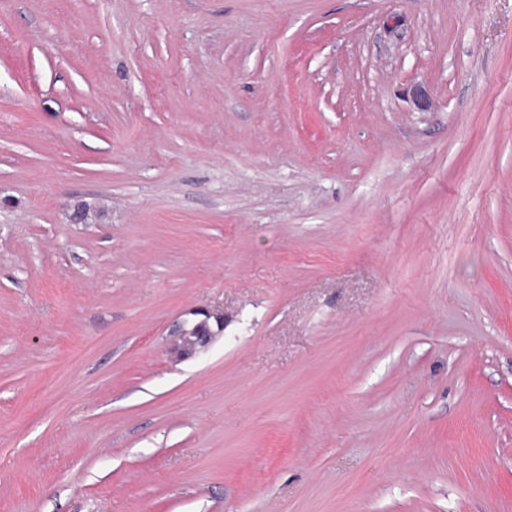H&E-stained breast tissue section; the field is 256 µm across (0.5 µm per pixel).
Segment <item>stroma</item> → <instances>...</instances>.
<instances>
[{"label":"stroma","mask_w":512,"mask_h":512,"mask_svg":"<svg viewBox=\"0 0 512 512\" xmlns=\"http://www.w3.org/2000/svg\"><path fill=\"white\" fill-rule=\"evenodd\" d=\"M0 512H512V0H0Z\"/></svg>","instance_id":"stroma-1"}]
</instances>
